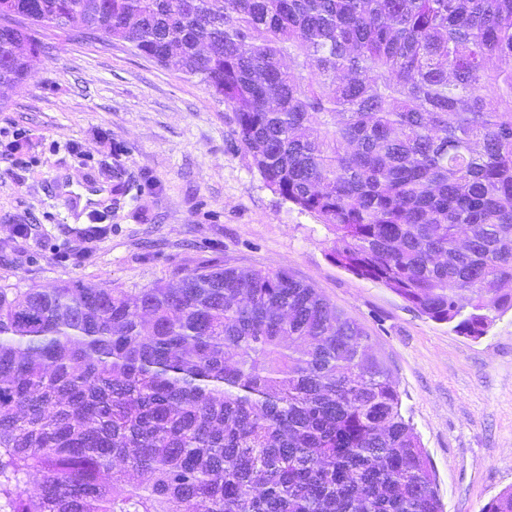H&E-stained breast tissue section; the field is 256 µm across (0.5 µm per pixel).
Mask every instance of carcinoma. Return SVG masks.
I'll use <instances>...</instances> for the list:
<instances>
[{"label":"carcinoma","instance_id":"obj_1","mask_svg":"<svg viewBox=\"0 0 512 512\" xmlns=\"http://www.w3.org/2000/svg\"><path fill=\"white\" fill-rule=\"evenodd\" d=\"M235 112L337 265L478 339L512 309V0H0ZM42 476L38 492L22 486ZM0 512H442L363 326L285 268L0 287ZM482 512H512V488Z\"/></svg>","mask_w":512,"mask_h":512}]
</instances>
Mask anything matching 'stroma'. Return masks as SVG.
<instances>
[{"label":"stroma","instance_id":"35a3bbf8","mask_svg":"<svg viewBox=\"0 0 512 512\" xmlns=\"http://www.w3.org/2000/svg\"><path fill=\"white\" fill-rule=\"evenodd\" d=\"M44 41L24 89L0 92L1 285L134 290L207 264L287 268L368 331L444 512L512 487V310L473 339L410 309L331 259L332 233L266 186L202 85L120 43ZM97 214L106 237L73 258Z\"/></svg>","mask_w":512,"mask_h":512}]
</instances>
